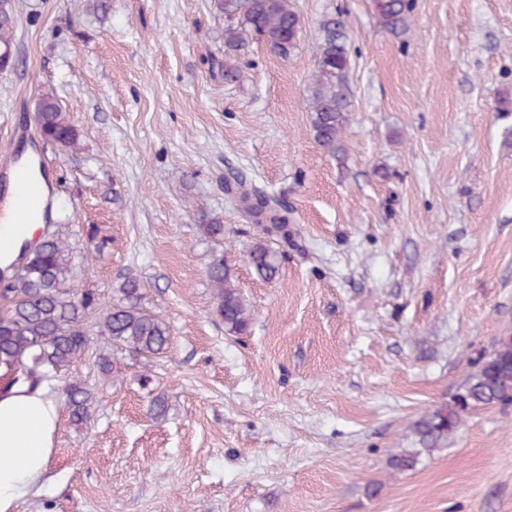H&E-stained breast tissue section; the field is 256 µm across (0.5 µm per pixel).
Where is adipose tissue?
I'll use <instances>...</instances> for the list:
<instances>
[{
	"mask_svg": "<svg viewBox=\"0 0 512 512\" xmlns=\"http://www.w3.org/2000/svg\"><path fill=\"white\" fill-rule=\"evenodd\" d=\"M59 405L40 385L0 392V512H15L32 495L51 454Z\"/></svg>",
	"mask_w": 512,
	"mask_h": 512,
	"instance_id": "obj_1",
	"label": "adipose tissue"
}]
</instances>
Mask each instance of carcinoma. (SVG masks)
Segmentation results:
<instances>
[{"mask_svg": "<svg viewBox=\"0 0 512 512\" xmlns=\"http://www.w3.org/2000/svg\"><path fill=\"white\" fill-rule=\"evenodd\" d=\"M224 14V47L237 51L250 37L264 41L275 54L288 57L298 46L301 22L290 0H216ZM414 0H377L380 25L392 34L409 30ZM316 46V71L309 84L312 129L317 144L326 151L336 149V140L351 107L348 73L351 53L347 26L342 16H325ZM14 18L0 9V63L11 58ZM43 138L59 148L76 143L74 125L62 111L54 93H40L34 115ZM229 204L256 224L265 234L288 242V209L277 196L247 188L238 178L224 183ZM248 261L263 280L274 279L280 271L281 254L264 242L248 251ZM72 250L68 242L54 237L41 242L29 253L22 270H12L5 279L9 288L0 296L6 301L0 314V369L10 383L20 374L42 378L58 376L81 358L89 347L87 323L98 325L112 339V349L128 352L148 362L167 353L170 328L143 305L144 288L135 277L126 278L116 289L118 296L106 305L94 293H77L71 287ZM207 277L213 288V314L230 335L246 333L252 311L235 287L224 254L212 255ZM66 405L73 421L86 420L92 393L70 384L65 389ZM512 405V336L502 338L484 358L450 401L421 416L411 428L413 445L393 456L389 464L398 471L414 469L421 458L448 446L471 411L489 406Z\"/></svg>", "mask_w": 512, "mask_h": 512, "instance_id": "obj_1", "label": "carcinoma"}]
</instances>
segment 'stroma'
Masks as SVG:
<instances>
[{
	"label": "stroma",
	"mask_w": 512,
	"mask_h": 512,
	"mask_svg": "<svg viewBox=\"0 0 512 512\" xmlns=\"http://www.w3.org/2000/svg\"><path fill=\"white\" fill-rule=\"evenodd\" d=\"M0 3L16 19L0 140L43 161L73 287L108 304L137 276L171 330L148 363L89 326L87 353L47 382L84 384L89 416L61 409L17 512H512V407L472 411L415 469L389 465L512 336V0H415L403 40L376 0H294L285 59L255 40L226 52L214 0ZM331 13L353 60L332 153L308 101ZM48 89L77 130L66 150L35 127ZM231 173L290 212L274 279L248 263L263 231L226 206ZM214 217L220 243L201 229ZM216 249L253 309L240 336L212 313Z\"/></svg>",
	"instance_id": "1"
}]
</instances>
